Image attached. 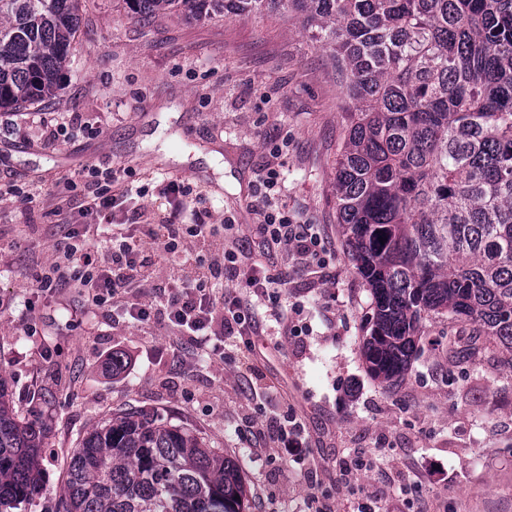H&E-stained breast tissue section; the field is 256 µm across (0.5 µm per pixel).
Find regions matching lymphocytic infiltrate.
Wrapping results in <instances>:
<instances>
[{"label": "lymphocytic infiltrate", "instance_id": "obj_1", "mask_svg": "<svg viewBox=\"0 0 512 512\" xmlns=\"http://www.w3.org/2000/svg\"><path fill=\"white\" fill-rule=\"evenodd\" d=\"M278 183V172L268 168L258 196L263 204L261 220L255 228L264 246L291 249L301 260L325 268L332 253L324 238L310 224L292 223L285 207L272 204L270 192ZM82 223L68 225L67 242L57 260L37 280L39 290L55 293L71 288L96 305L121 308L137 321L161 316L186 333L213 329L225 342L234 343L259 333L254 303L279 308L288 288V278L272 274L261 264L244 265L231 247L214 250L219 231H233V224L218 226L208 210L195 208L190 222L173 212L166 223L151 229L155 247H146L130 233L134 221L115 194L91 190L78 204ZM196 250H188L186 239ZM178 269L194 263L190 282L171 279L160 287V306L143 302L141 290L154 279L158 262ZM231 282L233 288L218 296L215 285Z\"/></svg>", "mask_w": 512, "mask_h": 512}]
</instances>
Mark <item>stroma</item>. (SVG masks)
I'll return each mask as SVG.
<instances>
[{
  "label": "stroma",
  "mask_w": 512,
  "mask_h": 512,
  "mask_svg": "<svg viewBox=\"0 0 512 512\" xmlns=\"http://www.w3.org/2000/svg\"><path fill=\"white\" fill-rule=\"evenodd\" d=\"M347 98L328 56L296 15L139 21L122 0H83L77 46L49 100L0 112V374L15 410L48 426L43 491L28 512H55L83 433L122 410L190 429L237 462L247 512H353L371 493L379 512H512V367L484 345L476 360L448 354L469 322L421 325L417 357L397 386L380 387L360 351L371 294L353 271L336 222V158ZM66 124L44 142L40 122ZM278 150L273 191L295 224L315 225L336 252L314 272L291 251L265 252L252 234L261 166ZM118 169L123 207L161 223L172 206L156 188L171 172L200 193L234 244L287 275L296 306L285 336L268 313L254 347L190 336L159 318L136 322L74 291H38L37 274L63 240L56 197L82 196L86 169ZM37 203H29V196ZM126 361L112 372L113 355ZM295 416L305 460L283 456L278 424ZM382 450L384 466L342 480L353 449ZM410 473L411 491L392 480Z\"/></svg>",
  "instance_id": "35a3bbf8"
}]
</instances>
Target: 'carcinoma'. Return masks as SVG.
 <instances>
[{"mask_svg": "<svg viewBox=\"0 0 512 512\" xmlns=\"http://www.w3.org/2000/svg\"><path fill=\"white\" fill-rule=\"evenodd\" d=\"M82 0H0V111L50 98ZM144 19L295 13L341 74L350 114L336 215L372 294L366 370L399 384L431 314L512 356V0H123ZM385 238L380 243L379 238ZM47 429L0 377V512L41 494ZM235 460L142 410L88 429L59 512H246Z\"/></svg>", "mask_w": 512, "mask_h": 512, "instance_id": "1", "label": "carcinoma"}]
</instances>
